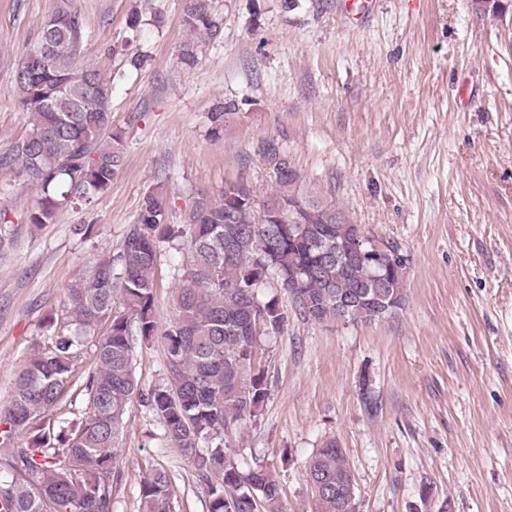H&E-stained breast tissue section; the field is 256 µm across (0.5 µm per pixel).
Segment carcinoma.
<instances>
[{"label":"carcinoma","mask_w":512,"mask_h":512,"mask_svg":"<svg viewBox=\"0 0 512 512\" xmlns=\"http://www.w3.org/2000/svg\"><path fill=\"white\" fill-rule=\"evenodd\" d=\"M180 25L187 39L178 63L198 64L203 48L221 32L211 0H188ZM82 15L72 0H55L37 40L61 42L48 62L23 57L14 89L29 130L6 153L1 168H17L41 194L27 215L36 226L52 224L74 200L86 203L106 192L123 165V133L112 129V81L83 61ZM238 110L226 101L214 108L212 133ZM278 190L258 200L243 179L224 183L219 199L198 198L187 224L165 223L161 188L148 191L119 251L98 259L65 290V323L47 351L17 375L0 410V512H112V472L122 449L119 436L127 407L140 396L172 447L204 486L208 512L277 509L279 483L272 470L247 469L226 452L224 435L256 416L267 397L256 367L260 340L282 331L288 313L260 289L271 281L288 293L307 321L379 322L405 303V273L391 255L324 262L318 252L348 235L343 211L305 201L303 223L289 217L301 199L298 174L286 157H268ZM181 240L186 259L174 267L179 288L173 316L160 326L155 311V270L166 250ZM351 300L340 314L336 295ZM159 341L165 377L140 391L134 370L135 341ZM91 345L94 367L73 380L78 352ZM77 387L87 412L67 430L54 432L49 410ZM317 512H345L356 495L346 454L327 441L309 460ZM141 512H174L170 477L157 468L141 488Z\"/></svg>","instance_id":"cac0c4a2"}]
</instances>
